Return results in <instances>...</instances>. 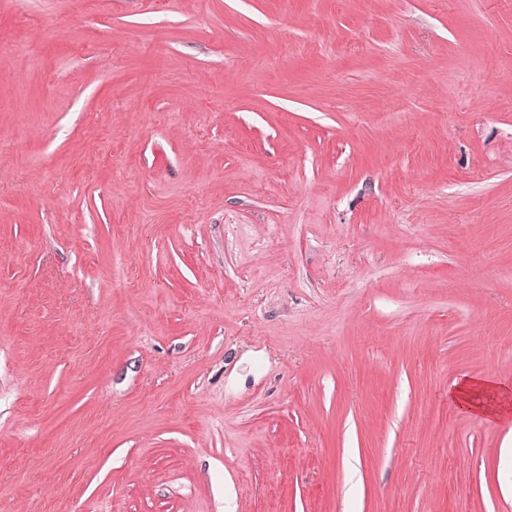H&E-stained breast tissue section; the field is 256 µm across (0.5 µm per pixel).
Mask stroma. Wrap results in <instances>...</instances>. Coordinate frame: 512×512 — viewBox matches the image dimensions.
I'll list each match as a JSON object with an SVG mask.
<instances>
[{
    "mask_svg": "<svg viewBox=\"0 0 512 512\" xmlns=\"http://www.w3.org/2000/svg\"><path fill=\"white\" fill-rule=\"evenodd\" d=\"M512 0H0V512H512ZM450 396L460 411L485 420L508 417L512 411L510 389L494 380L465 377Z\"/></svg>",
    "mask_w": 512,
    "mask_h": 512,
    "instance_id": "obj_1",
    "label": "stroma"
}]
</instances>
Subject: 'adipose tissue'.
I'll use <instances>...</instances> for the list:
<instances>
[{"label": "adipose tissue", "mask_w": 512, "mask_h": 512, "mask_svg": "<svg viewBox=\"0 0 512 512\" xmlns=\"http://www.w3.org/2000/svg\"><path fill=\"white\" fill-rule=\"evenodd\" d=\"M451 399L460 411L481 419L512 415V390L492 380L464 378L456 383Z\"/></svg>", "instance_id": "1"}]
</instances>
